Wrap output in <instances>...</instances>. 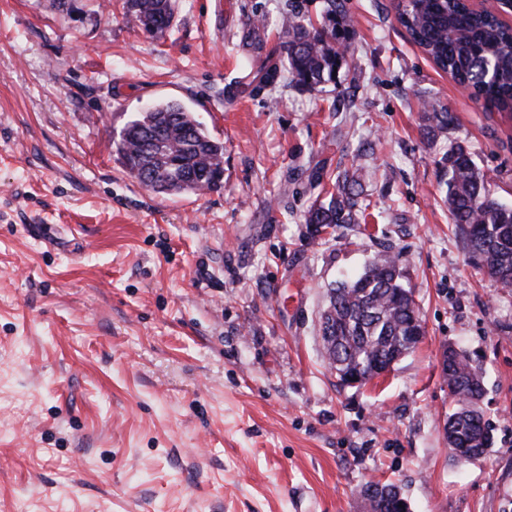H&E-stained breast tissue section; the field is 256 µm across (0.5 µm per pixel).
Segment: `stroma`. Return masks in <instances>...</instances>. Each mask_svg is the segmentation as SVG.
<instances>
[{
    "mask_svg": "<svg viewBox=\"0 0 512 512\" xmlns=\"http://www.w3.org/2000/svg\"><path fill=\"white\" fill-rule=\"evenodd\" d=\"M124 0H0V512H367L365 482L411 512H512V292L468 260L442 203L449 139L512 205V116L414 45L393 0H345L336 85L249 97L242 64L288 0H177L165 34ZM186 105L224 146L219 189L155 193L114 131ZM448 107L427 140L423 101ZM365 220L304 222L338 173ZM424 325L386 375L341 385L318 321L382 251ZM483 381L492 443L460 462L440 358Z\"/></svg>",
    "mask_w": 512,
    "mask_h": 512,
    "instance_id": "obj_1",
    "label": "stroma"
}]
</instances>
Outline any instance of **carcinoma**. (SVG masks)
Masks as SVG:
<instances>
[{
	"label": "carcinoma",
	"mask_w": 512,
	"mask_h": 512,
	"mask_svg": "<svg viewBox=\"0 0 512 512\" xmlns=\"http://www.w3.org/2000/svg\"><path fill=\"white\" fill-rule=\"evenodd\" d=\"M344 0H323L322 22L316 24L291 12L282 36L265 55L248 60L242 91L256 95L289 76L295 86L320 91L336 83L334 67L350 48L355 34ZM176 0H124L123 8L143 30L161 34L172 27ZM397 20L413 42L456 83L474 90L487 110L512 112V26L466 0H409L396 5ZM427 138L447 135L456 123L448 109L424 105ZM126 172L150 190L163 194H199L219 184L212 174L224 159L223 144L213 139L183 104L158 102L133 115L114 140ZM447 180L445 204L464 239L470 262L501 288H512V207L490 193L488 181L472 153L451 141L441 159ZM356 181L338 177L336 193L310 209L305 223L321 233L340 224H356L365 212ZM325 329L335 336L323 342L324 356L339 381L361 374L373 378L397 355L413 349L422 328L414 290L402 282L396 259L384 252L357 278L330 290ZM469 359L459 354L446 380L454 403L445 424L452 442H472L491 431L470 406L479 389ZM373 491L371 502L399 494L393 484L367 482L360 493Z\"/></svg>",
	"instance_id": "carcinoma-1"
}]
</instances>
